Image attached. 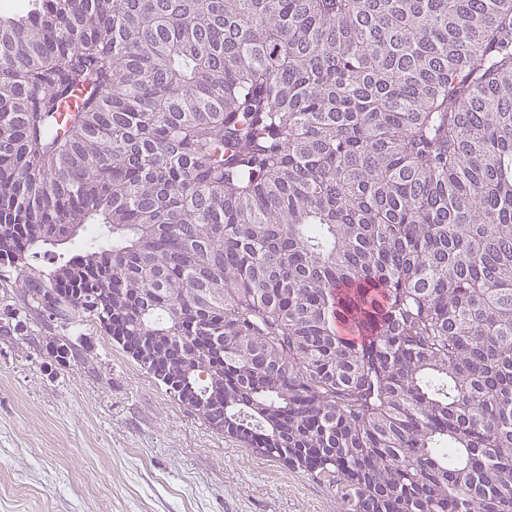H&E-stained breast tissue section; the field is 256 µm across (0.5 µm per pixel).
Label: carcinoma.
<instances>
[{
	"instance_id": "cac0c4a2",
	"label": "carcinoma",
	"mask_w": 512,
	"mask_h": 512,
	"mask_svg": "<svg viewBox=\"0 0 512 512\" xmlns=\"http://www.w3.org/2000/svg\"><path fill=\"white\" fill-rule=\"evenodd\" d=\"M0 266L346 512H512V0L1 14Z\"/></svg>"
}]
</instances>
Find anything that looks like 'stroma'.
<instances>
[{
    "label": "stroma",
    "instance_id": "stroma-1",
    "mask_svg": "<svg viewBox=\"0 0 512 512\" xmlns=\"http://www.w3.org/2000/svg\"><path fill=\"white\" fill-rule=\"evenodd\" d=\"M82 358L63 365L59 336ZM0 512H345L329 479L212 429L96 323L0 334Z\"/></svg>",
    "mask_w": 512,
    "mask_h": 512
}]
</instances>
